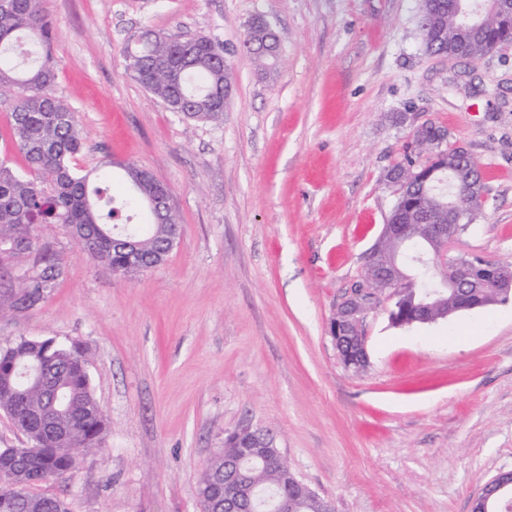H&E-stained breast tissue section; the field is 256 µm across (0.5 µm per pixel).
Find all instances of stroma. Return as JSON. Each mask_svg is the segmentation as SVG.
<instances>
[{
    "label": "stroma",
    "instance_id": "1",
    "mask_svg": "<svg viewBox=\"0 0 512 512\" xmlns=\"http://www.w3.org/2000/svg\"><path fill=\"white\" fill-rule=\"evenodd\" d=\"M54 93L81 121L82 172L131 162L170 189L167 261L120 277L56 224L36 228L65 275L0 318V342L88 353L102 448L46 485L68 512H200L203 467L241 428L274 434L335 512H471L512 470V298L429 324L363 323L368 364L328 334L391 214L384 180L413 126L464 146L486 186L463 247L512 260V46L477 60L426 52L420 0H43ZM279 40L269 70L243 45ZM223 43L220 124L170 111L125 73L144 30ZM253 42L260 44L259 47H261V44L264 45L265 53L257 54L250 52L260 65L267 67L270 65V61H273L271 64L275 63L278 57V39L264 19H256L245 36L244 43L246 47H248L249 43Z\"/></svg>",
    "mask_w": 512,
    "mask_h": 512
}]
</instances>
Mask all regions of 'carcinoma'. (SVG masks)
<instances>
[{
	"label": "carcinoma",
	"instance_id": "obj_1",
	"mask_svg": "<svg viewBox=\"0 0 512 512\" xmlns=\"http://www.w3.org/2000/svg\"><path fill=\"white\" fill-rule=\"evenodd\" d=\"M485 0H468L471 15L496 31L497 15L483 8ZM460 0H421L420 22L427 52L443 54L461 25ZM54 35L42 0H0V92H18L10 117V136L27 165L19 174L0 161V268L39 252V261L14 290L0 295V315L32 309L64 275L59 259L39 247L37 224H58L94 259L116 275L134 276L145 267L163 264L177 242L178 218L172 208L148 224L132 223V215L148 205L157 186L139 180L143 170L119 163L132 195L117 197L98 185L92 172L79 174L72 159L83 147L77 113L55 96V64L50 53ZM264 45L254 54L267 67L278 57V39L270 25L256 19L244 43ZM500 37L495 45L473 37L468 57L472 60L507 45ZM126 70L146 90L173 112L202 123L224 119V86L232 84L230 65L224 63V46L207 36L188 39L161 36L151 30L126 48ZM431 166L454 155L451 148L415 147ZM464 213L463 227L470 228L481 209L464 192L457 199ZM439 276L434 263L416 269V288L406 302L430 288ZM87 352L78 344L63 345L52 338H21L0 345V412L7 415L31 443L29 448H0V459L18 456L11 475L0 476V512H67L65 502L38 494L32 487L63 478L73 472L92 448L103 443L107 417L96 400L87 372ZM252 433H234L224 440L201 471L197 494L203 512H209L210 492L216 476L230 460L249 458ZM256 490L288 495L297 512H330L329 503L316 494L290 491L287 472L260 467L253 475Z\"/></svg>",
	"mask_w": 512,
	"mask_h": 512
}]
</instances>
